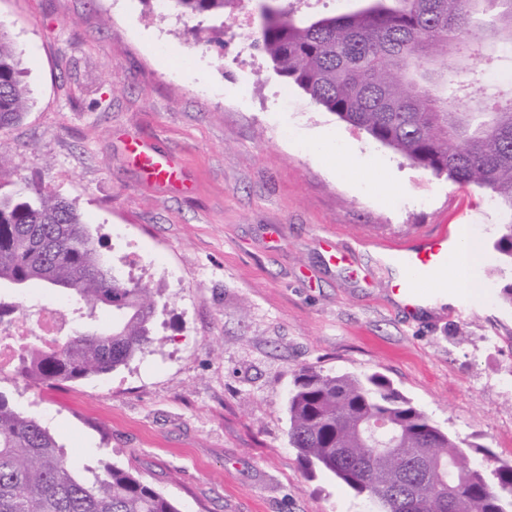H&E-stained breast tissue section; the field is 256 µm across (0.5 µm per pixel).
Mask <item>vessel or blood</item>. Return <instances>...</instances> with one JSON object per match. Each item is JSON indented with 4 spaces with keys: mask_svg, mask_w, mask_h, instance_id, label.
I'll return each instance as SVG.
<instances>
[{
    "mask_svg": "<svg viewBox=\"0 0 512 512\" xmlns=\"http://www.w3.org/2000/svg\"><path fill=\"white\" fill-rule=\"evenodd\" d=\"M134 154L146 168L152 182L157 184H173L178 180V172L174 163L167 156L140 150L138 144H131ZM448 230L440 228L435 234L427 237L424 243H406L392 253L393 262L404 266L409 275L397 285L407 308L418 307L424 297L426 288L432 287L431 272L444 267L448 258Z\"/></svg>",
    "mask_w": 512,
    "mask_h": 512,
    "instance_id": "obj_1",
    "label": "vessel or blood"
}]
</instances>
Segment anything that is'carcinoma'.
<instances>
[{"instance_id":"obj_1","label":"carcinoma","mask_w":512,"mask_h":512,"mask_svg":"<svg viewBox=\"0 0 512 512\" xmlns=\"http://www.w3.org/2000/svg\"><path fill=\"white\" fill-rule=\"evenodd\" d=\"M188 20L230 0H168ZM368 10L301 18L275 4L251 45L318 106L436 177L472 184L512 214V90L472 91L497 47L512 51V0H371ZM21 52L0 30V129L28 109ZM495 248L512 261V219ZM71 293L84 322L31 349L21 373L49 386L108 374L153 342L160 293L103 258L78 211L40 185L0 194V289ZM102 307L109 330L90 326ZM292 445L383 512H512V464L492 471L381 374L304 369L288 399ZM0 512H179L129 470L77 468L49 429L0 395Z\"/></svg>"}]
</instances>
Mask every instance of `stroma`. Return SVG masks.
<instances>
[{
	"label": "stroma",
	"instance_id": "stroma-1",
	"mask_svg": "<svg viewBox=\"0 0 512 512\" xmlns=\"http://www.w3.org/2000/svg\"><path fill=\"white\" fill-rule=\"evenodd\" d=\"M29 108L0 130V189L68 199L109 263L163 292L156 341L55 388L0 370V395L77 465L132 470L180 512H380L289 442L301 370L378 372L443 431L512 463L508 217L314 105L220 19L198 33L152 0H0ZM334 134L341 176L316 150ZM180 163L147 180L130 143ZM468 225L481 294L407 315L393 247ZM342 260L329 259L330 248Z\"/></svg>",
	"mask_w": 512,
	"mask_h": 512
}]
</instances>
